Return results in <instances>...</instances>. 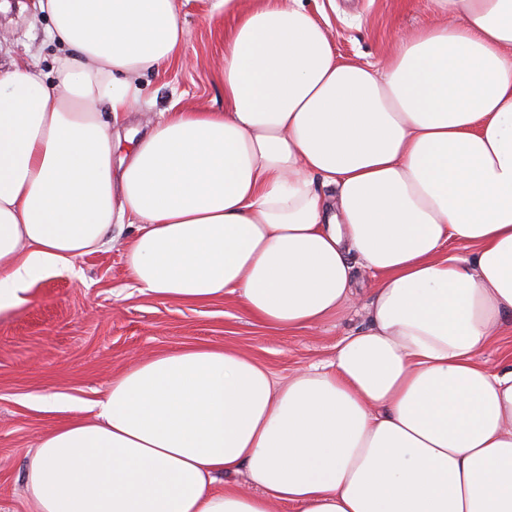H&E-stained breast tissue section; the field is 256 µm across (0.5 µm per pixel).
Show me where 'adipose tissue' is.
Returning a JSON list of instances; mask_svg holds the SVG:
<instances>
[{
  "label": "adipose tissue",
  "instance_id": "adipose-tissue-1",
  "mask_svg": "<svg viewBox=\"0 0 512 512\" xmlns=\"http://www.w3.org/2000/svg\"><path fill=\"white\" fill-rule=\"evenodd\" d=\"M218 4L223 111L121 157L176 0H38L54 83L0 67V312L133 224L141 293L301 330L356 305L354 254L367 324L285 382L225 346L138 361L28 455V512H512V368L485 356L512 322V0H428L379 66L302 0Z\"/></svg>",
  "mask_w": 512,
  "mask_h": 512
}]
</instances>
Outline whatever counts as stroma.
<instances>
[{"label": "stroma", "instance_id": "obj_1", "mask_svg": "<svg viewBox=\"0 0 512 512\" xmlns=\"http://www.w3.org/2000/svg\"><path fill=\"white\" fill-rule=\"evenodd\" d=\"M216 0H178L189 39L188 64L142 79L144 95L126 125L143 130L163 112L183 106L216 112L224 94L214 77L224 35L234 25ZM334 33L337 52L383 61L394 34L432 22L426 0H303ZM50 22L32 0H0V59L37 56L44 78L54 76L58 48ZM116 245L35 279L18 307L0 313V512H26V454L44 433L73 417L81 402L99 399L115 373L153 354L189 345L237 349L264 363L276 381L330 359L336 343L365 327L363 310H343L294 333L258 324L232 297L187 304L140 293L125 264L136 228L112 232ZM55 395L56 407L43 398Z\"/></svg>", "mask_w": 512, "mask_h": 512}]
</instances>
